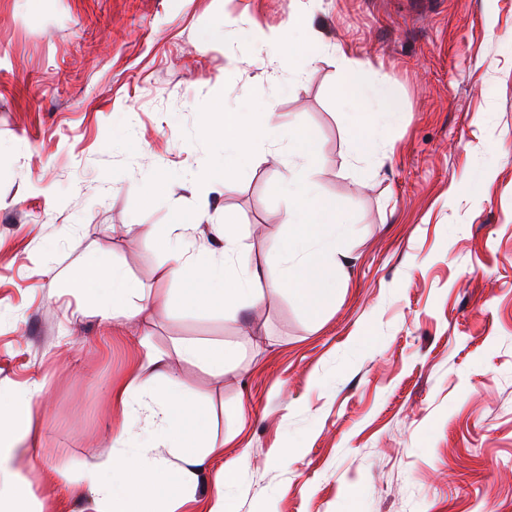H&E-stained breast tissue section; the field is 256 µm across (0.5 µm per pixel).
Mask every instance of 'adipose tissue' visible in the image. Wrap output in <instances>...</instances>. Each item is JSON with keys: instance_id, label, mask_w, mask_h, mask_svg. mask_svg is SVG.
I'll return each mask as SVG.
<instances>
[{"instance_id": "1", "label": "adipose tissue", "mask_w": 512, "mask_h": 512, "mask_svg": "<svg viewBox=\"0 0 512 512\" xmlns=\"http://www.w3.org/2000/svg\"><path fill=\"white\" fill-rule=\"evenodd\" d=\"M313 14L309 7L288 19L289 29L306 33V44L273 38L266 41V48L314 60L321 43L313 28ZM336 59L346 74L339 97L359 109L364 122H371L376 112L395 119L399 105L392 96L390 77L382 75L369 80L367 64L348 58L344 51H337ZM198 134L223 145L224 170L235 172L240 178L245 172L238 169L237 160L244 147L287 143L294 161L286 166L281 184L292 200L284 221L293 231L275 250L280 263L279 277L264 286L259 273L241 262L247 244L238 225L221 228L222 246L217 252L195 243L191 225H170L164 237L167 276L177 284L191 283L192 303H220L228 318L237 317L244 305L258 304L269 292L300 298L309 315L320 318L333 298L331 281L342 268L338 257L351 227L337 221L335 200L319 191L317 143L301 133L298 119L282 124L272 112H230L220 104L205 112ZM60 282L63 287L90 293L99 301L103 316L131 321L143 311L145 292L122 266L108 267L84 259L62 272ZM141 348L142 373L129 383L117 385L112 401L123 416L147 410L157 423L142 439L119 432L107 461L89 464L84 469L81 480L102 512H133V503L148 502L170 490L189 497L199 471L210 459L222 454L221 442L210 434L209 417L201 401L190 395L177 379L166 377L162 367L172 355L223 374L239 358L238 343L184 339L167 354L157 350L145 336ZM41 393L42 387L37 383L23 390L0 389V502L13 500L27 483L15 463L25 451L33 403Z\"/></svg>"}]
</instances>
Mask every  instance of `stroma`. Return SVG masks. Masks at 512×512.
<instances>
[{
	"label": "stroma",
	"mask_w": 512,
	"mask_h": 512,
	"mask_svg": "<svg viewBox=\"0 0 512 512\" xmlns=\"http://www.w3.org/2000/svg\"><path fill=\"white\" fill-rule=\"evenodd\" d=\"M307 4L0 0V386H43L17 512H93L79 472L119 430L146 431L112 402L139 369L143 332L168 351L239 340L245 318L260 349L231 373L172 364L224 458L190 502L163 495L156 512H211L221 495L234 512H346L351 492L357 512H512V0H429L419 16L410 0H321L314 26L330 51L253 65L242 39L303 42L288 17ZM215 27L223 39L205 42ZM336 45L370 63L369 78L388 74L400 106L375 115L383 148L362 161ZM218 101L299 117L319 144V190L353 226L320 321L282 295L228 319L165 275L171 224L214 249L217 225H243L244 263L278 273L287 153L255 167L246 148L249 176L205 201L196 190L221 156L198 136ZM87 255L174 296L168 314L99 315L57 279ZM225 460L242 469L221 492Z\"/></svg>",
	"instance_id": "35a3bbf8"
}]
</instances>
